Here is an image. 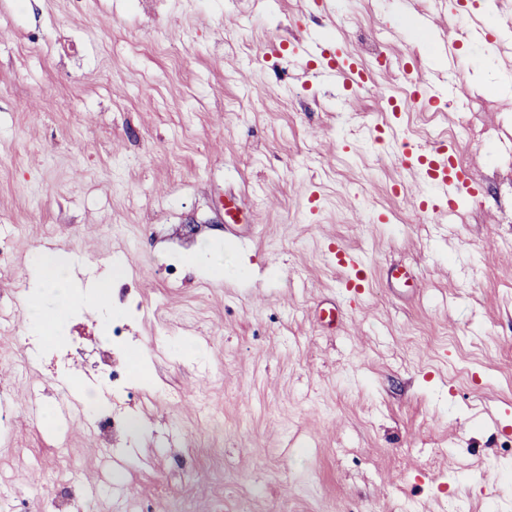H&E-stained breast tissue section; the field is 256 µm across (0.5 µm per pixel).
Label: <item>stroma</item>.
Listing matches in <instances>:
<instances>
[{
  "instance_id": "obj_1",
  "label": "stroma",
  "mask_w": 512,
  "mask_h": 512,
  "mask_svg": "<svg viewBox=\"0 0 512 512\" xmlns=\"http://www.w3.org/2000/svg\"><path fill=\"white\" fill-rule=\"evenodd\" d=\"M467 3L469 29L512 43V0ZM450 7L0 0V512L64 491L74 512H512V51L470 38L483 73L381 104L405 66L447 73L451 28L416 19ZM303 30L366 86L303 77ZM478 97V192L451 221L398 159L447 143ZM333 244L363 256L364 292ZM41 249L110 276L125 390L99 382L100 319L68 315L38 346L16 322ZM396 264L408 281L387 280ZM65 379L146 430L29 421L32 396L70 401Z\"/></svg>"
}]
</instances>
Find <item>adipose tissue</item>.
Returning a JSON list of instances; mask_svg holds the SVG:
<instances>
[{
	"mask_svg": "<svg viewBox=\"0 0 512 512\" xmlns=\"http://www.w3.org/2000/svg\"><path fill=\"white\" fill-rule=\"evenodd\" d=\"M32 301L28 328L30 333L46 334L56 329L63 317L83 309H93L99 314L112 312V284L101 281L81 286L70 266L58 262L47 252L35 259L30 279ZM51 293L53 302L44 305L42 296Z\"/></svg>",
	"mask_w": 512,
	"mask_h": 512,
	"instance_id": "adipose-tissue-1",
	"label": "adipose tissue"
}]
</instances>
